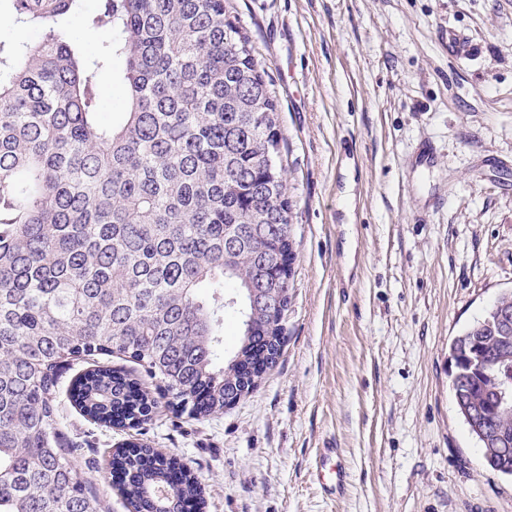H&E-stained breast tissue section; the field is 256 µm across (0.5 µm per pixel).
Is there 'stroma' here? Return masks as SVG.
Instances as JSON below:
<instances>
[{
  "label": "stroma",
  "mask_w": 512,
  "mask_h": 512,
  "mask_svg": "<svg viewBox=\"0 0 512 512\" xmlns=\"http://www.w3.org/2000/svg\"><path fill=\"white\" fill-rule=\"evenodd\" d=\"M278 101L295 259L281 352L196 416L162 398L98 426L60 373L79 480L129 512L112 454L177 456L204 512H512L448 378L449 345L512 290V0H231ZM470 40L448 53V33ZM434 163L415 168L421 147ZM338 448L342 493L316 479Z\"/></svg>",
  "instance_id": "35a3bbf8"
}]
</instances>
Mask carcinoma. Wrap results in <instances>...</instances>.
Returning <instances> with one entry per match:
<instances>
[{
    "instance_id": "obj_1",
    "label": "carcinoma",
    "mask_w": 512,
    "mask_h": 512,
    "mask_svg": "<svg viewBox=\"0 0 512 512\" xmlns=\"http://www.w3.org/2000/svg\"><path fill=\"white\" fill-rule=\"evenodd\" d=\"M16 38L0 41V512H104L59 443L69 389L106 427L151 420L146 383L95 360L120 355L196 415L257 386L281 346L266 296L289 290L277 250L293 243L278 105L226 0H101L87 54L69 20L82 0H7ZM38 28L37 42L25 32ZM112 73L121 119L103 124L98 81ZM240 325L226 353L224 317ZM494 351L470 370L482 405L512 367L494 309L450 344ZM495 425L512 440V400ZM130 512L151 488L204 508L177 458L131 442L112 456Z\"/></svg>"
}]
</instances>
